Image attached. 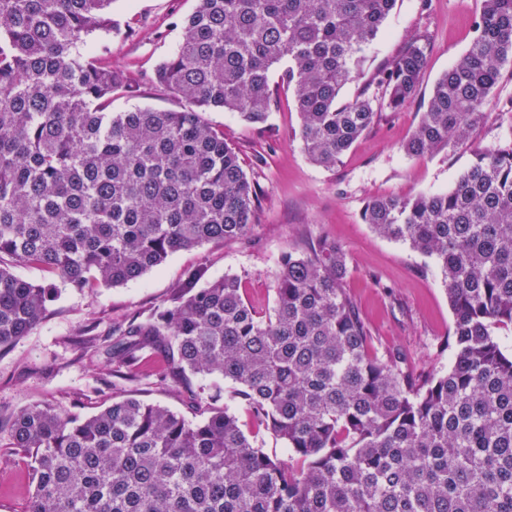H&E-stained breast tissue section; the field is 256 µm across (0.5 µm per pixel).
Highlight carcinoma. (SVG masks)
Listing matches in <instances>:
<instances>
[{
    "instance_id": "1",
    "label": "carcinoma",
    "mask_w": 512,
    "mask_h": 512,
    "mask_svg": "<svg viewBox=\"0 0 512 512\" xmlns=\"http://www.w3.org/2000/svg\"><path fill=\"white\" fill-rule=\"evenodd\" d=\"M114 0H0V351L66 289L125 285L174 253L249 232L259 193L219 108L253 125L273 111L272 68L296 88L298 138L333 169L376 118L370 97L337 102L396 0H197L154 82L180 111H112L136 83L91 53ZM512 62V0H483L469 49L434 84L402 145L423 157L466 143ZM417 42L376 77L388 106L414 96ZM363 219L439 267L454 317L452 364L413 376L380 357L326 239L281 259L261 316L226 274L195 269L169 303L112 329V373L146 358L204 395V417L133 395L91 415L37 402L13 413L26 460L24 512H512V144L479 150L453 185L369 202ZM38 268L37 283L3 263ZM256 430L244 429L227 400ZM288 448L262 450L260 431Z\"/></svg>"
}]
</instances>
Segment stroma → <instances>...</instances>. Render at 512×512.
I'll use <instances>...</instances> for the list:
<instances>
[{"label": "stroma", "instance_id": "35a3bbf8", "mask_svg": "<svg viewBox=\"0 0 512 512\" xmlns=\"http://www.w3.org/2000/svg\"><path fill=\"white\" fill-rule=\"evenodd\" d=\"M195 5L196 0H114L116 32L95 34L89 45L110 58L114 69L137 79L139 89L132 98L114 97L113 111L181 108V100L156 86L152 75L178 47L183 21ZM481 7L482 0H397L360 75L341 90L338 101L353 102L409 41L424 46L427 67L403 109L391 110L381 91H374L376 119L336 168L314 165L303 153L295 137L300 127L295 93L281 70L270 76L275 106L267 123L254 126L218 109L204 112L207 123L223 130L246 176L262 192L248 239L178 251L122 286L63 291L45 320L0 354V417L37 401L92 414L128 394L189 419L199 417L202 401L164 382L161 367L142 368L135 379L113 375L103 355L113 326L160 311L187 272L198 267L206 268L211 279L241 275L246 299L259 313H267L274 305L283 255L321 239L336 242L347 255V290L375 348L404 353L418 374L447 367L453 314L433 261L379 236L364 223L362 213L378 197L447 190L472 164L477 150L512 132V65L506 64L488 106L489 117L468 143L418 158L402 150L420 124L435 81L468 50ZM28 493L19 456L0 447V512H23Z\"/></svg>", "mask_w": 512, "mask_h": 512}]
</instances>
